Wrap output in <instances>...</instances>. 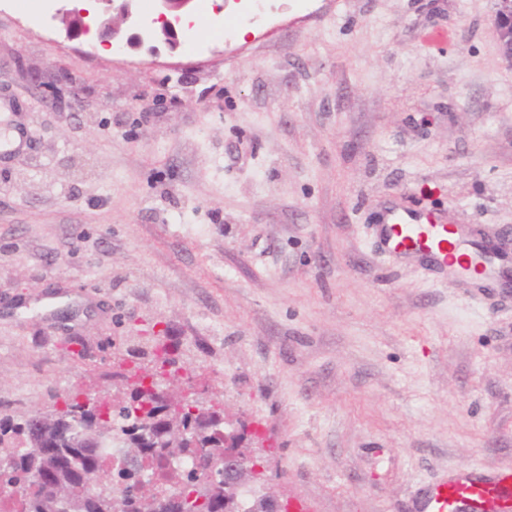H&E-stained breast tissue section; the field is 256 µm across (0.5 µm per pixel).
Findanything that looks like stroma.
I'll use <instances>...</instances> for the list:
<instances>
[{"label": "stroma", "mask_w": 512, "mask_h": 512, "mask_svg": "<svg viewBox=\"0 0 512 512\" xmlns=\"http://www.w3.org/2000/svg\"><path fill=\"white\" fill-rule=\"evenodd\" d=\"M176 50L0 0V413L117 392L165 341L244 424L257 491L415 512L512 469V64L492 0H223ZM444 216L489 279L377 256ZM84 11L83 8L72 7L59 9L56 12L54 18L58 20V28L65 33L67 38L80 36L90 30V26L85 20L88 15L84 14Z\"/></svg>", "instance_id": "stroma-1"}]
</instances>
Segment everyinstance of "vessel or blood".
Wrapping results in <instances>:
<instances>
[{"mask_svg": "<svg viewBox=\"0 0 512 512\" xmlns=\"http://www.w3.org/2000/svg\"><path fill=\"white\" fill-rule=\"evenodd\" d=\"M378 254L396 257L419 248L430 265L465 277L478 276L472 259L461 253L447 225L422 213L390 212L374 228ZM512 499V471L471 469L434 483L420 503V512H484L485 505Z\"/></svg>", "mask_w": 512, "mask_h": 512, "instance_id": "vessel-or-blood-1", "label": "vessel or blood"}]
</instances>
